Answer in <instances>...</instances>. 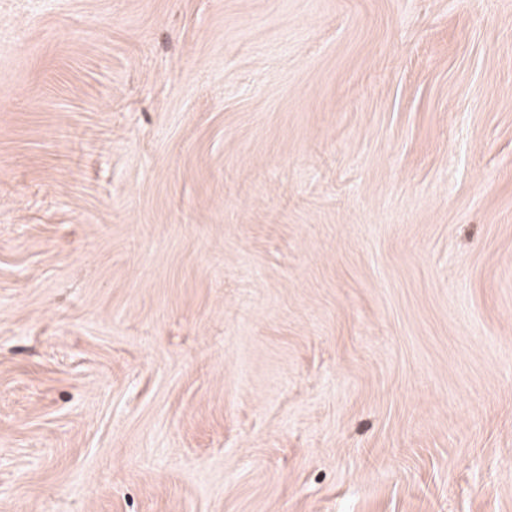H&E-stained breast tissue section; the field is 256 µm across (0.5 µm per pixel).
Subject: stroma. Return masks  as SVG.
<instances>
[{"instance_id":"stroma-1","label":"stroma","mask_w":512,"mask_h":512,"mask_svg":"<svg viewBox=\"0 0 512 512\" xmlns=\"http://www.w3.org/2000/svg\"><path fill=\"white\" fill-rule=\"evenodd\" d=\"M0 512H512V0H0Z\"/></svg>"}]
</instances>
